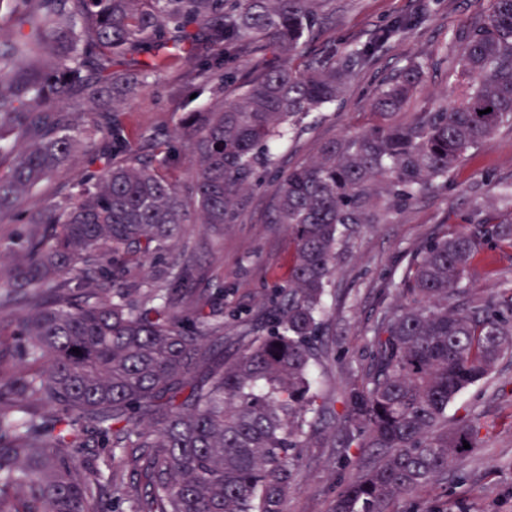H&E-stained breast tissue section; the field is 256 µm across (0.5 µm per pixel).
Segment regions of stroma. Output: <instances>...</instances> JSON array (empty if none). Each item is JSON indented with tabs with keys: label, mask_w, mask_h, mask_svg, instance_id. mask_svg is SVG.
Returning a JSON list of instances; mask_svg holds the SVG:
<instances>
[{
	"label": "stroma",
	"mask_w": 512,
	"mask_h": 512,
	"mask_svg": "<svg viewBox=\"0 0 512 512\" xmlns=\"http://www.w3.org/2000/svg\"><path fill=\"white\" fill-rule=\"evenodd\" d=\"M332 20L303 47L305 58L324 54L329 46L366 41L394 16L426 13L427 18L368 68L349 79L343 99L324 111L311 113L278 153L275 168L261 185L244 194L235 223L221 229L190 225L170 253L193 260L187 288L208 299L224 321L225 339L240 334L245 322L268 310L279 285L288 277L292 251L288 228L267 221L279 191L280 175L316 156L330 139L366 127L372 120L367 105L386 79L408 59L422 61L426 80L406 109L417 112L454 100L456 90L443 62V48L452 35L483 18L491 0H334ZM136 85L119 94L114 119L135 136L145 159L153 143L169 142L179 163V187L193 185L190 153L178 138L182 101L193 84L191 71L177 62L155 72H130ZM512 182V122L503 123L487 141L471 150L447 182H435L409 207L383 224H372L353 235L336 262L327 298L329 355L321 367V388L336 413H344L343 391L365 364L368 329L396 300L393 288L415 250L441 224L463 223L474 195L492 197L495 184ZM480 416L484 443L479 452L453 460L446 478L428 486L415 503L401 499L392 512H512V357L502 358L492 374L463 391L448 406V422ZM344 435L334 426L315 438L303 452L297 488L286 512H330L331 502L347 475L340 457Z\"/></svg>",
	"instance_id": "stroma-1"
}]
</instances>
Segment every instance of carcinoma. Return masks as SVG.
Segmentation results:
<instances>
[{
    "instance_id": "carcinoma-1",
    "label": "carcinoma",
    "mask_w": 512,
    "mask_h": 512,
    "mask_svg": "<svg viewBox=\"0 0 512 512\" xmlns=\"http://www.w3.org/2000/svg\"><path fill=\"white\" fill-rule=\"evenodd\" d=\"M329 2L0 0V216L86 147L78 195L25 211L10 265L0 249V346L20 344L0 352V512H111L128 461L141 485L128 512H284L303 449L336 416L316 367L344 245L512 121V0H492L452 38L457 102L399 119L423 78L410 60L371 100L368 127L283 175L268 221L288 225V279L265 325L212 356L206 340L224 341V323L203 305L175 309L189 265L171 264L149 287L134 269L169 253L189 224L233 223L304 119L413 27L399 18L304 62ZM220 43L224 60L197 68L191 93H223L236 63L249 73L232 99L186 113L187 197L176 158L146 161L113 119L112 91L127 68H196ZM496 200L498 215L475 196L465 224L413 251L400 304L370 327L368 363L339 418L344 453L356 448L362 470L331 512H388L482 448L480 418L450 428L448 404L512 356V279L486 295L470 288L476 259L512 248V186Z\"/></svg>"
}]
</instances>
